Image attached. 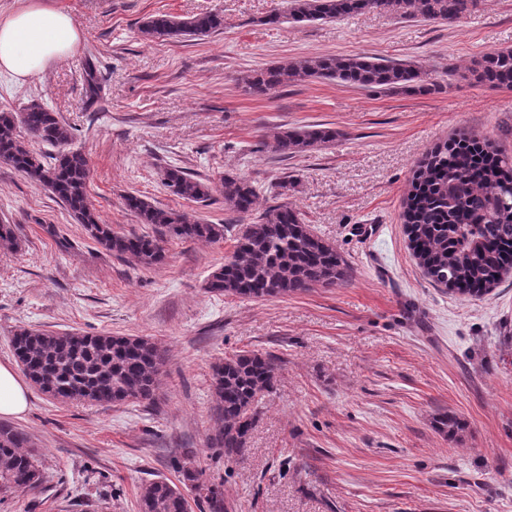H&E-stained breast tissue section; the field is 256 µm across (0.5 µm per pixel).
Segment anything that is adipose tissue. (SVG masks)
<instances>
[{
	"instance_id": "adipose-tissue-1",
	"label": "adipose tissue",
	"mask_w": 512,
	"mask_h": 512,
	"mask_svg": "<svg viewBox=\"0 0 512 512\" xmlns=\"http://www.w3.org/2000/svg\"><path fill=\"white\" fill-rule=\"evenodd\" d=\"M72 17L59 9L26 0L0 11V74L26 81L70 57L79 42ZM29 406V385L14 365L0 363V415L22 417Z\"/></svg>"
}]
</instances>
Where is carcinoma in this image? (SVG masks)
<instances>
[{
    "mask_svg": "<svg viewBox=\"0 0 512 512\" xmlns=\"http://www.w3.org/2000/svg\"><path fill=\"white\" fill-rule=\"evenodd\" d=\"M477 7V0H283L282 10L260 19L276 24L336 20L363 11L396 18L452 21ZM224 30V15L204 12L190 17L160 13L140 26L148 40L183 42ZM474 80L492 88H512V49L483 56L470 68ZM336 81L363 89L431 92L438 84L407 63L368 56L320 54L254 70L241 78L246 91L265 97L290 84ZM87 100L100 95L96 71L86 70ZM53 149L44 155L29 142ZM336 131L300 126L278 132L271 149L286 159L336 140ZM71 127L45 104L33 100L20 112H0V162L11 165L49 190L107 251L137 266L164 264V243H217L229 224H210L194 213L154 207L140 195L124 204L138 223L155 235L120 234L100 222L91 206L86 155L70 148ZM161 181L175 197L206 206L213 193L238 214L261 210L258 220L235 238L224 264L208 277L207 291L267 300L316 286H346L350 273L330 244L315 236L299 213L282 204L260 208L249 180L225 174L216 185L179 166L161 170ZM402 219L408 245L424 274L435 284L471 297H482L512 272V158L474 135L458 134L426 154L413 172ZM23 372L42 393L62 403L101 405L153 402L161 386L165 352L145 336L56 333L23 328L10 338ZM279 374L271 355L243 351L211 366L213 428L207 447L229 460L247 447L249 433L265 394ZM178 482L157 479L143 484L139 512H187L182 491L195 492L202 512H227L220 483L203 480L205 470L176 462ZM46 480L31 450L30 436L0 422V494L35 489Z\"/></svg>",
    "mask_w": 512,
    "mask_h": 512,
    "instance_id": "carcinoma-1",
    "label": "carcinoma"
}]
</instances>
